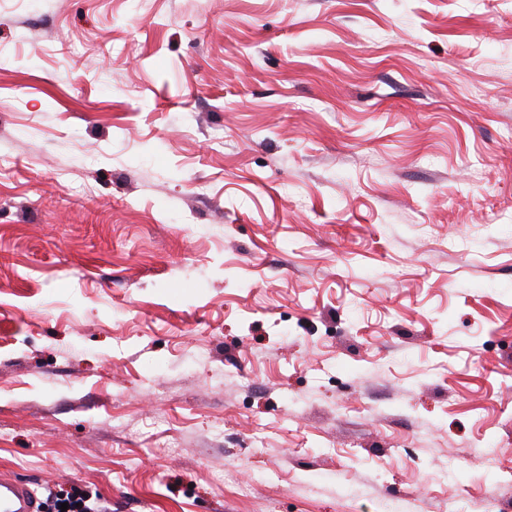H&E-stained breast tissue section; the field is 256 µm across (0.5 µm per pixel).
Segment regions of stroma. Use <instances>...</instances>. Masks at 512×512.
<instances>
[{
	"instance_id": "obj_1",
	"label": "stroma",
	"mask_w": 512,
	"mask_h": 512,
	"mask_svg": "<svg viewBox=\"0 0 512 512\" xmlns=\"http://www.w3.org/2000/svg\"><path fill=\"white\" fill-rule=\"evenodd\" d=\"M0 468L108 512H512V0H0Z\"/></svg>"
}]
</instances>
